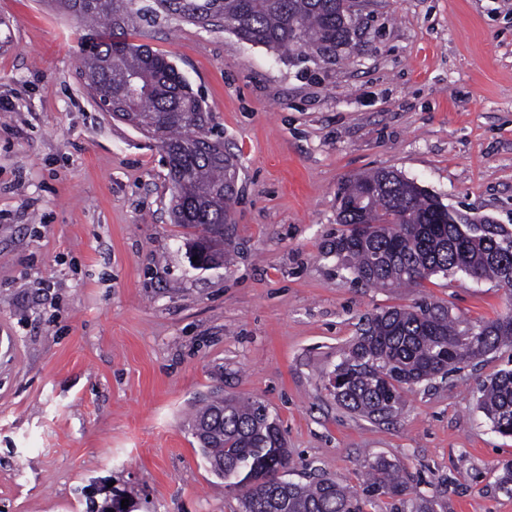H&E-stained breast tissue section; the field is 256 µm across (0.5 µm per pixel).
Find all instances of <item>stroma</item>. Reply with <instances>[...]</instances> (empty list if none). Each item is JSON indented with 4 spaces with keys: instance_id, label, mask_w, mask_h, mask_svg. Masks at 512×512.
I'll use <instances>...</instances> for the list:
<instances>
[{
    "instance_id": "stroma-1",
    "label": "stroma",
    "mask_w": 512,
    "mask_h": 512,
    "mask_svg": "<svg viewBox=\"0 0 512 512\" xmlns=\"http://www.w3.org/2000/svg\"><path fill=\"white\" fill-rule=\"evenodd\" d=\"M348 53L289 62L221 29L158 20L238 163L229 266L200 270L171 223L165 156L79 78L83 26L50 0H0V512H242L188 424L252 397L280 422L288 480L361 492L395 464L439 512H512V437L477 406L497 351L413 387L395 418L339 406L328 380L367 317L427 300L495 319L503 288L354 281L330 243L337 195L373 168L512 227V0H358Z\"/></svg>"
}]
</instances>
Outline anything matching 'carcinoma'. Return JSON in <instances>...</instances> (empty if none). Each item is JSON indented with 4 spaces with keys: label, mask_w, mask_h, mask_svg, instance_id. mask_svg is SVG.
I'll return each mask as SVG.
<instances>
[{
    "label": "carcinoma",
    "mask_w": 512,
    "mask_h": 512,
    "mask_svg": "<svg viewBox=\"0 0 512 512\" xmlns=\"http://www.w3.org/2000/svg\"><path fill=\"white\" fill-rule=\"evenodd\" d=\"M95 37L84 53L88 90L115 99L139 87L134 111L150 120L152 139L170 158L174 187L171 220L211 237L212 262L224 261V224L235 190L227 174L236 164L224 144L205 132L208 111L176 67L132 42L140 27L159 16L221 28L238 39L300 59L333 56L352 40L354 0H60ZM333 241L336 258L359 281L380 288L417 287L432 275L474 271L497 284L512 283V229L466 224L438 196L394 170L362 175L341 193ZM512 302L498 318L460 330L448 312L422 303L412 310L388 308L367 319L334 372L344 409L373 420L398 415L406 391L463 359L512 347ZM480 409L495 429L512 430V369L483 385ZM215 475L242 491L244 512H365L375 498L389 499V512H437L438 496L418 494L383 459L370 464L362 495L332 479L301 484L284 478L288 448L276 418L257 400L232 396L207 401L191 430Z\"/></svg>",
    "instance_id": "1"
}]
</instances>
